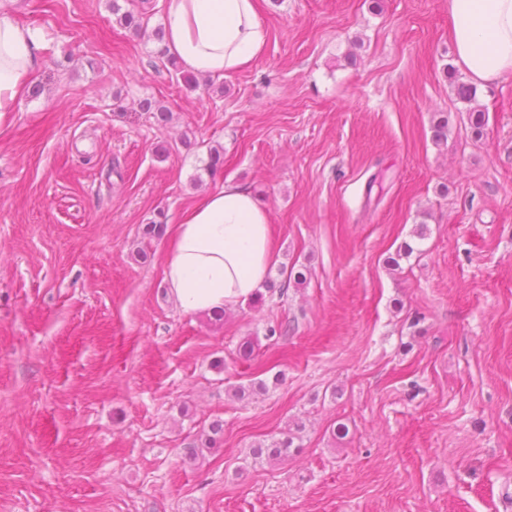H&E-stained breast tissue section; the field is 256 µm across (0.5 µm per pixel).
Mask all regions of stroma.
Masks as SVG:
<instances>
[{"label": "stroma", "instance_id": "35a3bbf8", "mask_svg": "<svg viewBox=\"0 0 512 512\" xmlns=\"http://www.w3.org/2000/svg\"><path fill=\"white\" fill-rule=\"evenodd\" d=\"M260 5V57L192 89L161 0H9L41 40L0 122V512H512V74L458 100L448 0ZM229 179L277 264L188 315L143 229Z\"/></svg>", "mask_w": 512, "mask_h": 512}]
</instances>
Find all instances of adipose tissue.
<instances>
[{"label": "adipose tissue", "mask_w": 512, "mask_h": 512, "mask_svg": "<svg viewBox=\"0 0 512 512\" xmlns=\"http://www.w3.org/2000/svg\"><path fill=\"white\" fill-rule=\"evenodd\" d=\"M164 48L189 71L224 76L249 67L268 31L258 0H161ZM456 61L485 85L512 73V0H448ZM37 31L0 12V121L17 111L32 79ZM164 280L181 311L212 313L256 295L274 263L272 219L231 182L183 210L170 229Z\"/></svg>", "instance_id": "obj_1"}]
</instances>
